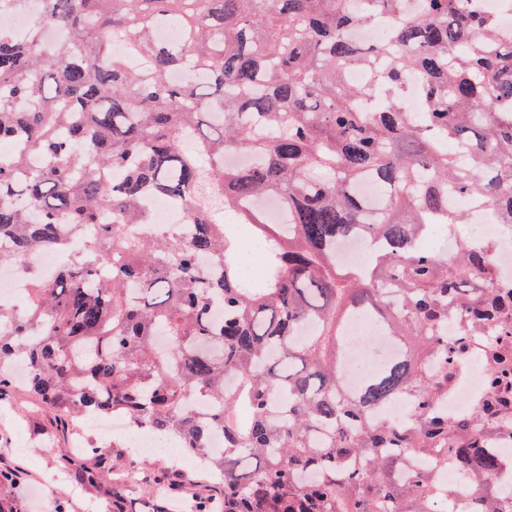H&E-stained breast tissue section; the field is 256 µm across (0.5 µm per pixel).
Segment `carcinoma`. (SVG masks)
<instances>
[{"label":"carcinoma","mask_w":512,"mask_h":512,"mask_svg":"<svg viewBox=\"0 0 512 512\" xmlns=\"http://www.w3.org/2000/svg\"><path fill=\"white\" fill-rule=\"evenodd\" d=\"M42 0L33 32L63 28L52 55L0 24V267L28 284L25 310L0 307V400L22 388L68 432L86 414L122 415L184 454L204 453L218 489L199 512H512L499 478L512 446V276L493 246L465 240L453 262L418 246L465 224L454 189L512 230V40L467 0ZM390 20L385 41L355 27ZM175 30L157 42L153 31ZM133 38L129 70L108 36ZM348 64L370 67L362 87ZM194 68L201 84H174ZM419 78L423 118L403 111ZM228 152L250 155L228 169ZM41 155L45 164L32 167ZM121 174L112 186L104 172ZM370 182L382 202L359 193ZM179 204L191 225L151 222L145 195ZM275 196L287 229L246 206ZM266 242L267 275L243 283L225 219ZM374 245L340 266L341 243ZM67 253L53 278L31 266ZM221 269L213 278L200 266ZM368 318L395 351L357 387L344 383L350 319ZM457 332L448 334V324ZM419 351L409 350L413 340ZM484 367L470 409L444 402L461 366ZM237 381L234 389L226 381ZM406 400L410 419L375 412ZM410 453L453 461L400 477ZM90 443L62 465L72 481L112 479L127 507L123 453L88 467Z\"/></svg>","instance_id":"carcinoma-1"}]
</instances>
